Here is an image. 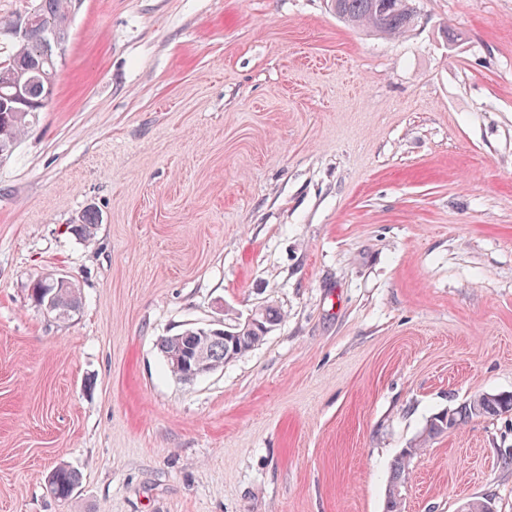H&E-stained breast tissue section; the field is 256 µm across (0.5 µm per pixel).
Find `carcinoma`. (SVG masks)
<instances>
[{"mask_svg": "<svg viewBox=\"0 0 512 512\" xmlns=\"http://www.w3.org/2000/svg\"><path fill=\"white\" fill-rule=\"evenodd\" d=\"M381 0H331V8L341 22L375 35L392 37L412 29L418 18L415 0H387L389 8L378 11ZM38 20L24 36L10 42V51L4 56L9 61L8 70L0 69V128H6V135L17 142L33 122V112L28 104L11 98L13 85L28 87L31 99H38L37 90L43 82V75L50 72L49 62L53 59V43L50 29L69 24V0H37ZM100 216L93 208L82 215L81 225L71 228L72 233L83 241L93 239ZM30 299L35 306L58 318L66 319L79 311L77 295L67 288H53L45 280L34 283ZM258 325L236 329L238 335L226 336L224 340L207 345L208 361L214 368L224 366L231 355H243L259 345L270 332L279 314L271 306L257 308ZM194 347L192 339L172 336L160 343V352L168 371L177 374L172 367V356L182 354ZM512 410V395L488 394L474 397L451 413H438L428 420L420 439L414 446L402 451L395 463L392 480L386 489L385 512H402L401 488L410 460L424 450L431 438L441 435L469 419L496 416ZM79 483V474L66 467L53 469L47 481L50 496L59 501L69 500Z\"/></svg>", "mask_w": 512, "mask_h": 512, "instance_id": "1", "label": "carcinoma"}]
</instances>
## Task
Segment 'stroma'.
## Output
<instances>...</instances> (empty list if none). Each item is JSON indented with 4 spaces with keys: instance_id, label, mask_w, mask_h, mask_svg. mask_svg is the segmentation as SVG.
<instances>
[{
    "instance_id": "obj_1",
    "label": "stroma",
    "mask_w": 512,
    "mask_h": 512,
    "mask_svg": "<svg viewBox=\"0 0 512 512\" xmlns=\"http://www.w3.org/2000/svg\"><path fill=\"white\" fill-rule=\"evenodd\" d=\"M416 5L384 39L326 0H81L0 159V512H384L432 415L512 394V0ZM268 305L245 355L167 370L165 337ZM401 494L512 512V411ZM45 279V280H44ZM42 281L34 283L30 299L35 306L54 314L59 319L69 318L79 311V299L69 288H74L73 283L64 276L45 277ZM46 280L50 281V284ZM79 479L75 470L58 466L53 469L51 478L47 481V491L54 500L66 502L71 498Z\"/></svg>"
}]
</instances>
